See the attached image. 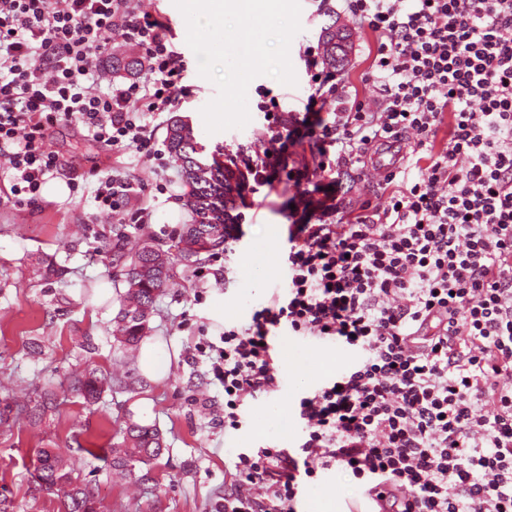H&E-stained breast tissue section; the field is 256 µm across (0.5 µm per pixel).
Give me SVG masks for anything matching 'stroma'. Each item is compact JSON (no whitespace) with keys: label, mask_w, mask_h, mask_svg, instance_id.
<instances>
[{"label":"stroma","mask_w":512,"mask_h":512,"mask_svg":"<svg viewBox=\"0 0 512 512\" xmlns=\"http://www.w3.org/2000/svg\"><path fill=\"white\" fill-rule=\"evenodd\" d=\"M300 32L289 56L296 86L260 76L247 90L250 122L215 134L207 133L200 110L216 94L213 83L198 73L195 54L186 43L187 27L172 0H142L166 26V35L185 67L184 91L171 108L193 125L207 151L246 158L263 148L266 118L257 104L262 97L277 99L283 111L303 112L311 93V68L305 50L320 43L322 27L337 22L350 35L349 53L340 73L365 106L376 98L366 82L377 36L348 11L345 0H300ZM51 150L100 165L113 178L136 184L123 198L119 211L102 213L95 200L98 179L88 175L61 199L42 197L39 207L0 205V412L36 399L42 383L58 387L60 412L32 426L0 425V486L6 487L13 512H64L62 493L34 492L31 474L42 448H58L70 457L110 512H216L225 489L234 481L238 453L250 448L295 450L302 427L295 415L300 397L320 381L336 377L352 358L342 346L277 333L272 343L280 352L281 390L272 396L248 399L249 416L238 431L224 428V391L213 380L211 360L195 349L201 340L218 342L224 323H247L286 279L288 214L294 189L275 186L241 190L235 198L239 235L229 249L201 255L195 266L175 264L173 278L156 300L149 321V336L165 342L170 353L166 378H144L135 355L123 354L112 337L113 323L124 287V267L115 261L112 245L133 249L151 239L170 247L189 216L180 197L185 191L176 162L158 161L135 152L113 153L83 138L70 124L52 128ZM322 173L323 183L334 180ZM345 218L365 204L383 202L381 182L350 170L336 178ZM273 238L276 246L257 256L260 243ZM54 256L66 267L63 280L43 277L41 259ZM265 268L262 279L250 277L253 261ZM111 282L115 300L94 305L87 287ZM307 356L312 368L306 383L291 370ZM88 368L131 381L130 389L105 394L90 406L68 389L71 378ZM156 425L167 446L164 454L133 470L116 474L109 461L85 452L89 444L107 446L127 422ZM150 477L154 494L144 492L143 477ZM318 488L329 491L328 512H373L374 502L362 483L340 471L324 475Z\"/></svg>","instance_id":"1"}]
</instances>
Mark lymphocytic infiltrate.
Returning <instances> with one entry per match:
<instances>
[{
    "mask_svg": "<svg viewBox=\"0 0 512 512\" xmlns=\"http://www.w3.org/2000/svg\"><path fill=\"white\" fill-rule=\"evenodd\" d=\"M376 33L368 111L319 78L304 114L262 103L264 151L243 179L273 186L288 148L311 140L318 171L363 164L415 133L428 164L388 176L385 205L339 223L320 205L290 225L287 287L226 324L211 372L224 425L245 396L280 389L276 331L349 346L357 359L299 399L295 451L238 453L223 512H295L301 487L341 469L378 512H512V0H347ZM140 48L142 77L88 86L114 39ZM184 66L140 0H0V174L7 201L80 167L47 147L67 121L120 153L151 146ZM334 96L332 117L318 101ZM448 139L437 146L441 125Z\"/></svg>",
    "mask_w": 512,
    "mask_h": 512,
    "instance_id": "f902f5d3",
    "label": "lymphocytic infiltrate"
}]
</instances>
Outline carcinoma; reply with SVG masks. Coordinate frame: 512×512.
Returning <instances> with one entry per match:
<instances>
[{
  "mask_svg": "<svg viewBox=\"0 0 512 512\" xmlns=\"http://www.w3.org/2000/svg\"><path fill=\"white\" fill-rule=\"evenodd\" d=\"M142 65L140 57H112V70L116 72L133 73ZM165 143L179 166L186 187L181 201L189 215V222L181 227L175 259L191 266L200 256L197 249L200 242L205 240L211 243L213 251L223 248L227 236L226 220L230 217L234 202L232 181L239 180V175L215 158L206 160L192 125L177 116L170 118ZM114 249L115 258L124 261L126 268L125 292L120 295L118 311L121 320L115 322L114 339L120 346L132 349L146 336L147 322L138 318L137 314L143 309L154 311L157 296L172 278L175 259L168 256L161 263H156L158 256L153 254L148 242L134 252H125L119 242L115 243ZM113 387L112 374L96 369L80 374L69 382V389L88 403L97 402L103 393ZM58 407L56 387L47 384L42 387L39 399L34 403L15 406L13 421L35 425L56 413ZM121 434L122 442L117 447L104 448L102 452L111 458L112 467L122 472L132 462L145 463L158 458L166 448L160 430L154 425L128 423ZM63 477L68 485L65 490L58 485V480ZM32 479L38 491H63L65 512H97L100 500L94 490L56 449L38 450Z\"/></svg>",
  "mask_w": 512,
  "mask_h": 512,
  "instance_id": "cac0c4a2",
  "label": "carcinoma"
}]
</instances>
